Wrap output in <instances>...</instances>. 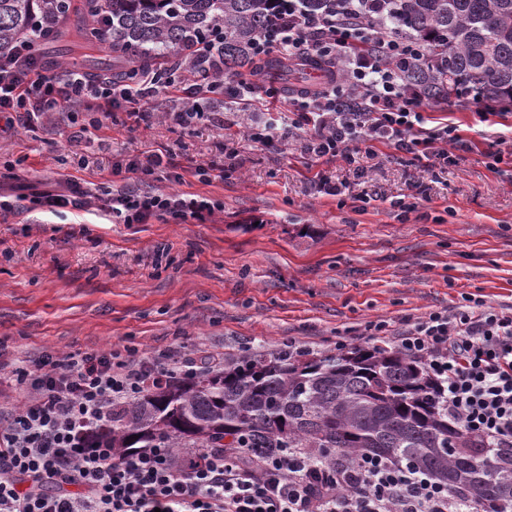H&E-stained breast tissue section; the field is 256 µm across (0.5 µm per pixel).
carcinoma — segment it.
<instances>
[{"label":"carcinoma","mask_w":512,"mask_h":512,"mask_svg":"<svg viewBox=\"0 0 512 512\" xmlns=\"http://www.w3.org/2000/svg\"><path fill=\"white\" fill-rule=\"evenodd\" d=\"M288 0H0V51L29 40L37 23L84 46L108 45L133 80L142 62L169 65L166 51L224 31V70L252 79L288 73V60H253L250 45ZM390 31L425 43L400 62L408 82L432 101L474 92L512 101V0H385ZM93 446L129 448H317L328 462L352 456L410 461L433 480L483 498H511L512 470L496 465L469 436L448 429L439 387L424 365L388 348L320 356L247 352L224 368L146 391L88 435Z\"/></svg>","instance_id":"carcinoma-1"}]
</instances>
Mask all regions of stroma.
Masks as SVG:
<instances>
[{"label": "stroma", "instance_id": "35a3bbf8", "mask_svg": "<svg viewBox=\"0 0 512 512\" xmlns=\"http://www.w3.org/2000/svg\"><path fill=\"white\" fill-rule=\"evenodd\" d=\"M108 49L77 35L44 42L54 70L97 71ZM177 103L155 97L153 118L104 120L80 142L74 123L92 115L54 113L35 129L0 119V194L16 181L65 191L76 207L51 214L19 202L0 211V353L32 360L42 352L166 348L240 354L278 351L289 339L321 355L369 347V324L399 328L405 318L451 311L467 298L512 305V164H492L496 147L471 112H452L468 151L441 178L397 160L379 145L362 155L364 178L321 165L353 192L374 194L366 212L338 207L308 179L297 142L262 149L244 138L249 115H229L230 132L169 120ZM170 151L176 177L165 193L201 196L221 207L206 221L153 217L116 224L98 208L107 191L136 186L128 160ZM234 152L230 178L202 182L197 165ZM423 182L429 201L409 221L392 200Z\"/></svg>", "mask_w": 512, "mask_h": 512}]
</instances>
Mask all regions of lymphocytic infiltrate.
I'll use <instances>...</instances> for the list:
<instances>
[{
    "label": "lymphocytic infiltrate",
    "mask_w": 512,
    "mask_h": 512,
    "mask_svg": "<svg viewBox=\"0 0 512 512\" xmlns=\"http://www.w3.org/2000/svg\"><path fill=\"white\" fill-rule=\"evenodd\" d=\"M371 11L364 0L313 15L294 5L277 15L272 32L255 38L254 57L287 54L289 65L318 72L312 86L274 87L261 99L252 80L221 79L232 107L256 116L248 139L265 148L300 142L314 183L341 206L370 197L350 195L345 184L317 173L318 165H352L361 146L383 142L429 173L447 170L453 150L468 147L444 116L447 102H429L420 86L404 81L399 63L414 44L368 21ZM210 60L181 51L168 72L143 66L128 84L75 69L57 75L34 56L0 54V114L30 126L82 102L144 121V105L164 93L182 102L171 115L177 124L210 122L213 113L203 109L214 96ZM172 165L159 153L132 160L140 186L107 195L103 210L119 224L212 214L217 202L151 186L157 170ZM371 339L421 361L441 386L449 425L512 467V307L432 312L393 332L380 323ZM200 370L195 358L171 350L148 358L76 350L31 363L0 360V374L23 394L11 409L0 408V512H512V498L462 494L385 456L334 465L306 448H199L190 465L179 466L162 446L120 455L85 446L89 432L111 424L113 406Z\"/></svg>",
    "instance_id": "lymphocytic-infiltrate-1"
}]
</instances>
